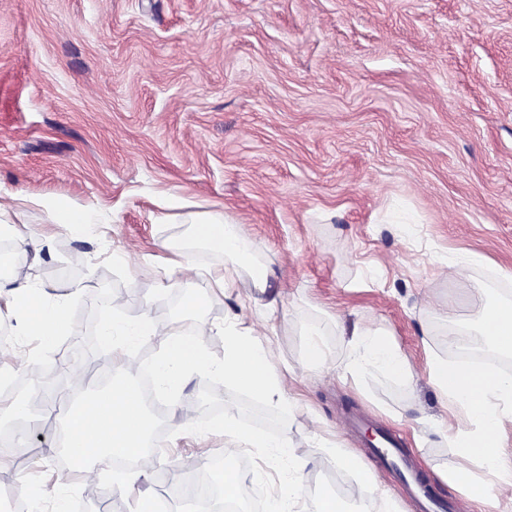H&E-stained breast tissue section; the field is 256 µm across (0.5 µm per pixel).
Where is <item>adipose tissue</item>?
<instances>
[{
  "label": "adipose tissue",
  "instance_id": "1",
  "mask_svg": "<svg viewBox=\"0 0 512 512\" xmlns=\"http://www.w3.org/2000/svg\"><path fill=\"white\" fill-rule=\"evenodd\" d=\"M46 210L49 222L40 235L15 229L17 246L36 245L38 237L47 238L61 230L84 236L97 228L93 217L82 208L50 203ZM198 249L223 254V265L194 272L185 256ZM162 264L170 277L198 275L199 284L183 298L185 310L196 315V323L188 332L172 328L163 331L148 314L129 316L121 308H113L112 321L100 336L112 347L114 365L126 366L136 342L145 336L153 337L159 346L153 365L159 392L170 393L193 377H221L253 395L276 402L281 408H290L291 402L284 392L290 369L278 366L271 337L270 323L276 317L277 307L275 302L260 300L275 280L276 272L257 260L251 243L240 234L232 219L213 215L193 222L189 238L170 247ZM244 278L250 281L251 288L242 292L238 284ZM233 290L238 291L241 301L253 305L255 313L250 320L232 317L216 327L199 317L206 295ZM470 295L483 305L474 334L500 355H511L512 299L488 300L485 288L478 285L472 286ZM0 302L21 309L20 333L41 337L45 344H52L55 336L70 327L65 303L51 302L46 285L40 281L28 279L9 289L0 286ZM212 332L224 338L223 359H214L202 342L203 336ZM346 346L347 358L336 368L339 378L362 381L376 373L403 381L413 377L407 355L383 332L354 328ZM426 367L443 403L464 414L462 423L443 432L455 453L439 472L443 480L459 489L462 512H481V505L493 497L512 501V460L502 457L506 433L512 428V375L487 366L451 364L433 353L428 354ZM151 430L152 422L140 389L118 378L85 392L71 406L61 446L81 472L89 471L95 464L107 467L115 457L137 458L136 469L111 475L110 488L121 497L135 494L134 512H152V496L138 489L155 466L156 458L147 450ZM306 430L329 459L354 475L356 486L350 493L353 508L344 510L332 495L306 493L294 477L301 458L284 429L275 436L247 439L250 446L264 449L269 466L280 476L279 486L272 493L277 512H392L391 499L360 457L340 442L325 437L316 419H308ZM480 467L493 475V482L478 477L476 470Z\"/></svg>",
  "mask_w": 512,
  "mask_h": 512
}]
</instances>
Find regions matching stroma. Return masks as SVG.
Wrapping results in <instances>:
<instances>
[{"label":"stroma","instance_id":"35a3bbf8","mask_svg":"<svg viewBox=\"0 0 512 512\" xmlns=\"http://www.w3.org/2000/svg\"><path fill=\"white\" fill-rule=\"evenodd\" d=\"M0 188L19 197L14 222L32 232L48 222L39 198L101 224L14 249L0 265V282L39 280L66 297L74 327L54 341L64 370L53 353L33 370L39 339L0 317L17 342L14 398L39 381L58 409L30 439L34 455L0 468V512L15 497L48 505L44 474L58 464L46 447L72 401L66 375L104 357L97 333L112 298L188 322L190 280L162 287L143 257L185 240L193 212L231 217L284 281L274 339L300 399L285 413L223 378H194L179 391L193 422L223 419L230 402L241 429H289L301 485L347 500L352 474L302 427L315 414L360 453L396 512H419L360 442L369 420L458 504L438 476L451 448L433 431L416 447L412 430L419 416L445 415L426 351L454 358L448 319L481 312L436 258L481 255L470 280L512 290V0H0ZM356 323L392 334L417 364L412 383L337 379L342 331ZM314 327L326 349L319 371L303 362ZM184 475L171 459L155 466L146 486L156 512H189ZM132 506L105 482L72 483L69 512Z\"/></svg>","mask_w":512,"mask_h":512}]
</instances>
